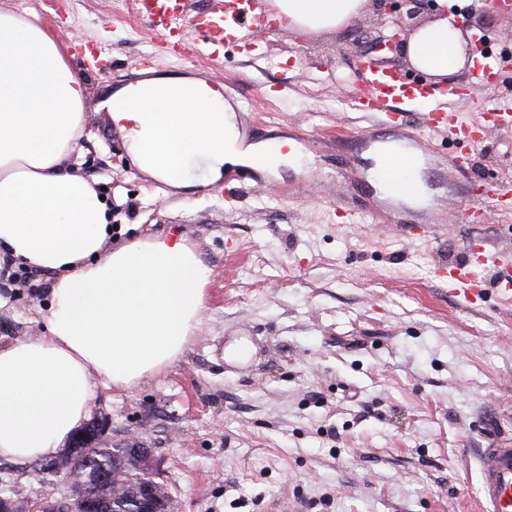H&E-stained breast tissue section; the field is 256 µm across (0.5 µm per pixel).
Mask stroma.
Returning a JSON list of instances; mask_svg holds the SVG:
<instances>
[{
    "mask_svg": "<svg viewBox=\"0 0 512 512\" xmlns=\"http://www.w3.org/2000/svg\"><path fill=\"white\" fill-rule=\"evenodd\" d=\"M35 12L68 44L89 93L81 173L102 188L120 232L113 245L175 230L213 271L204 320L182 358L126 392L96 388L92 424L115 448L137 442L164 472L175 512H480L486 424L512 436V299L501 296V261H512V212L483 222L456 217L466 188L512 185V131L488 132L471 167L449 175L458 152L419 115L431 203L414 207L370 192L372 149L349 135L372 127L356 101L366 89L360 58L380 32L374 0L349 26L297 36L263 35L264 57L246 44L192 62L170 55L194 32L170 39L134 0H0ZM496 52L512 54V19L490 0L472 8ZM225 82L248 104V141L289 139L308 168L244 180L233 202L208 183L202 162L175 188L138 171L106 99L139 79ZM452 107L472 123L481 106H512V70L477 82ZM348 196L334 215L326 193ZM375 207L410 223L443 214L436 240L418 241L366 214ZM485 244L498 261L480 267L484 300L469 306L437 277L439 266ZM48 286L0 288V342L39 336ZM247 359H229L239 341ZM39 462L0 460V486L19 503L40 499Z\"/></svg>",
    "mask_w": 512,
    "mask_h": 512,
    "instance_id": "35a3bbf8",
    "label": "stroma"
}]
</instances>
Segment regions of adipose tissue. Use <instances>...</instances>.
<instances>
[{
	"label": "adipose tissue",
	"mask_w": 512,
	"mask_h": 512,
	"mask_svg": "<svg viewBox=\"0 0 512 512\" xmlns=\"http://www.w3.org/2000/svg\"><path fill=\"white\" fill-rule=\"evenodd\" d=\"M366 0H273L289 29L338 30ZM454 12H447V5ZM467 0H438L434 19L407 39L411 65L440 85L468 67L456 13ZM88 86L63 41L35 13L0 10V254L53 276L45 332L0 344V459L25 464L57 455L88 421L93 384L126 391L167 371L203 323L211 269L184 238L135 241L105 250L111 212L75 173ZM109 115L139 168L174 186L201 159L223 167L273 171L306 167L280 145L243 146L232 114L200 81L153 78L116 93ZM377 169L414 176L402 199L427 187L417 154L375 157Z\"/></svg>",
	"instance_id": "ef3b65f1"
}]
</instances>
